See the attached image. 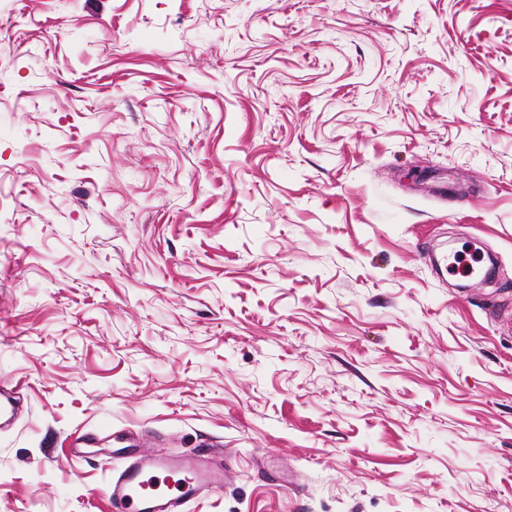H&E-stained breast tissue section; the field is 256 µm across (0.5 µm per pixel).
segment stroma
<instances>
[{"label": "stroma", "mask_w": 512, "mask_h": 512, "mask_svg": "<svg viewBox=\"0 0 512 512\" xmlns=\"http://www.w3.org/2000/svg\"><path fill=\"white\" fill-rule=\"evenodd\" d=\"M16 382L0 512L119 437L219 449L186 512H512V0H0ZM448 264L453 267H464L465 275L469 279L482 281L487 278L489 255L480 247H472L467 253L460 252L454 246L448 253Z\"/></svg>", "instance_id": "35a3bbf8"}]
</instances>
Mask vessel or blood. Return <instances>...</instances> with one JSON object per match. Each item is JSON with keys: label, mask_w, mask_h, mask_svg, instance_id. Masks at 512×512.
Instances as JSON below:
<instances>
[{"label": "vessel or blood", "mask_w": 512, "mask_h": 512, "mask_svg": "<svg viewBox=\"0 0 512 512\" xmlns=\"http://www.w3.org/2000/svg\"><path fill=\"white\" fill-rule=\"evenodd\" d=\"M224 468L199 453L167 456L139 445L103 487L110 512H181L191 499L222 487Z\"/></svg>", "instance_id": "b4317fda"}]
</instances>
